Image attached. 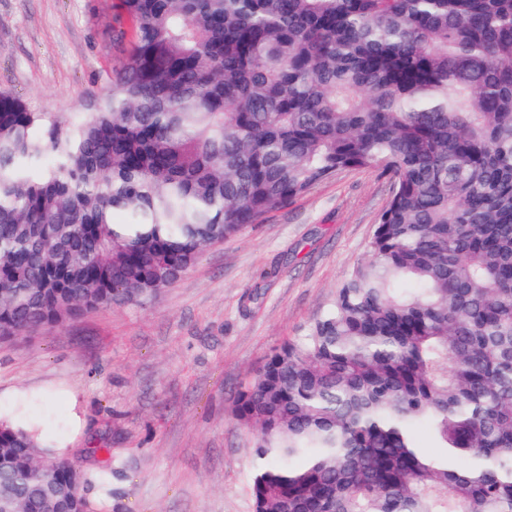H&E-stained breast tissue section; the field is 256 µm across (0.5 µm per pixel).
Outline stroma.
Wrapping results in <instances>:
<instances>
[{"label": "stroma", "instance_id": "1", "mask_svg": "<svg viewBox=\"0 0 512 512\" xmlns=\"http://www.w3.org/2000/svg\"><path fill=\"white\" fill-rule=\"evenodd\" d=\"M116 2L0 0V93L86 111L126 59ZM391 191L377 170L339 171L206 246L151 302L0 341V412L22 408L83 468L111 469L86 490L104 512H254L234 395L326 311Z\"/></svg>", "mask_w": 512, "mask_h": 512}]
</instances>
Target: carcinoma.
<instances>
[{
	"label": "carcinoma",
	"instance_id": "1",
	"mask_svg": "<svg viewBox=\"0 0 512 512\" xmlns=\"http://www.w3.org/2000/svg\"><path fill=\"white\" fill-rule=\"evenodd\" d=\"M117 8L129 56L88 111L0 94V339L148 302L376 169L368 259L235 397L254 512H512V0ZM91 483L0 423L3 512H97Z\"/></svg>",
	"mask_w": 512,
	"mask_h": 512
}]
</instances>
